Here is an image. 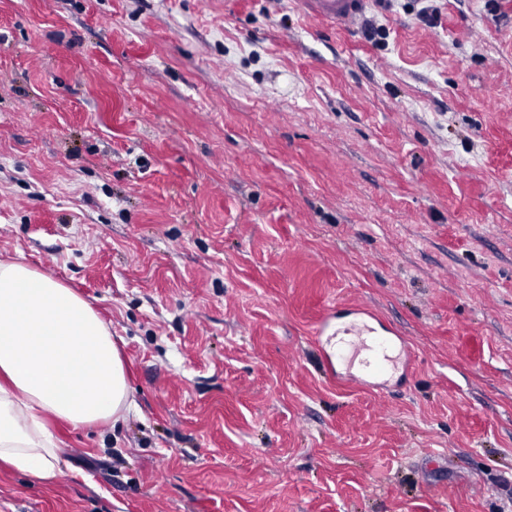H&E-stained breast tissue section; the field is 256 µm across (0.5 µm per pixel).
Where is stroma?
<instances>
[{"instance_id": "35a3bbf8", "label": "stroma", "mask_w": 512, "mask_h": 512, "mask_svg": "<svg viewBox=\"0 0 512 512\" xmlns=\"http://www.w3.org/2000/svg\"><path fill=\"white\" fill-rule=\"evenodd\" d=\"M0 0V258L109 326L136 409L0 512H512V0ZM367 304L406 376L337 382ZM441 453L438 465L428 455ZM308 12L322 20L350 24L364 10L367 0H300Z\"/></svg>"}]
</instances>
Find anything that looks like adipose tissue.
<instances>
[{
  "label": "adipose tissue",
  "instance_id": "ef3b65f1",
  "mask_svg": "<svg viewBox=\"0 0 512 512\" xmlns=\"http://www.w3.org/2000/svg\"><path fill=\"white\" fill-rule=\"evenodd\" d=\"M134 408L120 350L93 307L38 269L0 259V463L52 482L65 461L48 420L95 426Z\"/></svg>",
  "mask_w": 512,
  "mask_h": 512
}]
</instances>
